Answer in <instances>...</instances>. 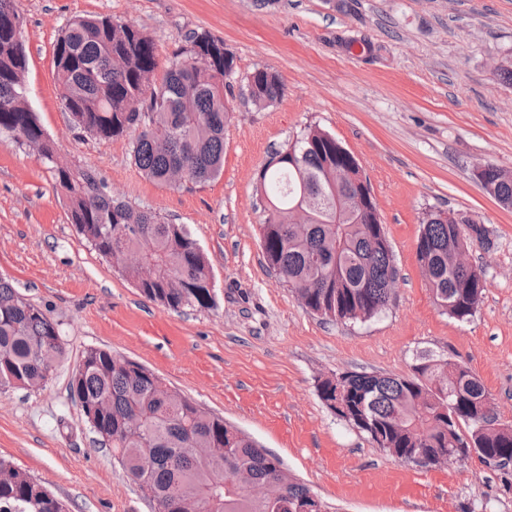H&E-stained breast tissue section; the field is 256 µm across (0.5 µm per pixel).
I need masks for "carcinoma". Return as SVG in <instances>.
I'll list each match as a JSON object with an SVG mask.
<instances>
[{
    "label": "carcinoma",
    "instance_id": "obj_1",
    "mask_svg": "<svg viewBox=\"0 0 512 512\" xmlns=\"http://www.w3.org/2000/svg\"><path fill=\"white\" fill-rule=\"evenodd\" d=\"M15 0H0V135L20 145L42 141L41 158L55 188L69 204V219L102 257L128 248L139 251L153 272L141 284L134 269L122 276L148 300L177 313L214 303L212 268L190 231L159 213L112 196L91 171H58L54 142L28 105L17 75ZM185 56L173 61L161 84L140 87L159 66L154 41L131 23L93 16L73 20L55 44L54 68L64 111L74 126L99 138L131 136V157L149 180L176 187L204 184L224 169V135L233 113L227 107L225 75L235 73L224 41L207 32L189 36ZM209 48L213 67L194 63L197 48ZM251 101L266 107L283 96L278 74L256 69L245 77ZM293 151L294 169L284 159ZM353 161L336 138L308 129L272 154L258 176L268 198L261 245L267 267L302 304L336 322L367 321L392 299L399 270L385 225L351 215L339 203L344 186L336 168ZM484 188L512 208V177L486 165ZM300 206L308 223H292ZM490 245L488 229L472 218L450 224L441 211L425 214L416 256L436 304L450 317L473 316L486 291L483 270L459 268L453 257L474 244ZM64 353L58 324L0 278V387L43 386ZM320 399L337 417L399 458L418 449L429 462L449 463L482 449L483 462L506 468L512 462V422L466 365L431 352L415 358L407 377L346 372L317 385ZM70 391L101 441L126 476L137 481L148 467V493L156 512H184L202 501L207 512H289L301 505L321 512L326 504L288 473L281 460L252 437L202 409L191 399L168 393L147 367L90 348L71 380ZM275 487L277 495L255 496ZM0 512H65L62 502L13 462L0 457Z\"/></svg>",
    "mask_w": 512,
    "mask_h": 512
}]
</instances>
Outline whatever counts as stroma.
I'll use <instances>...</instances> for the list:
<instances>
[{"mask_svg":"<svg viewBox=\"0 0 512 512\" xmlns=\"http://www.w3.org/2000/svg\"><path fill=\"white\" fill-rule=\"evenodd\" d=\"M28 56V103L60 159L94 171L112 194L187 225L213 269L215 304L175 313L143 297L69 220L32 149L0 135V277L58 325L65 353L47 383L0 389V457L69 512H155L102 445L70 392L84 352L142 364L206 411L254 437L330 512H512V468L471 457L438 466L391 456L321 401L319 380L344 372L406 376L431 351L468 366L512 421V209L472 177L512 171V0H16ZM129 22L161 67L208 31L235 57L224 170L169 187L133 164L128 139L75 128L61 107L54 45L78 16ZM284 94L259 109L244 95L255 69ZM354 154L371 186L400 279L365 322L307 310L269 272L257 176L309 127ZM484 224L494 245L469 252L487 282L469 320L444 313L416 256L429 210Z\"/></svg>","mask_w":512,"mask_h":512,"instance_id":"obj_1","label":"stroma"}]
</instances>
